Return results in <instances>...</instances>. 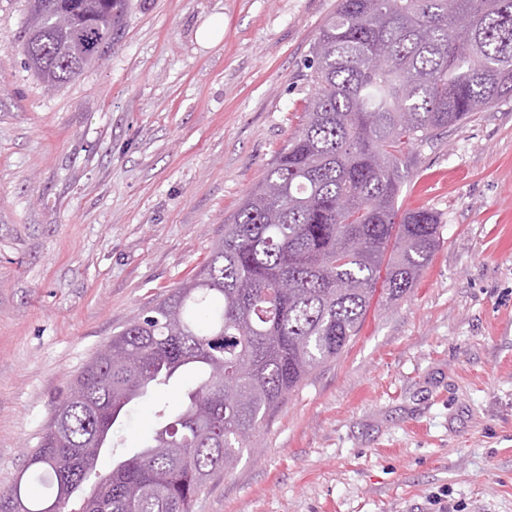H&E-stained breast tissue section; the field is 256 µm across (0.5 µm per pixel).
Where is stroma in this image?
I'll return each instance as SVG.
<instances>
[{"instance_id": "obj_1", "label": "stroma", "mask_w": 512, "mask_h": 512, "mask_svg": "<svg viewBox=\"0 0 512 512\" xmlns=\"http://www.w3.org/2000/svg\"><path fill=\"white\" fill-rule=\"evenodd\" d=\"M337 0H126L48 88L0 0V489L73 375L205 262L298 129ZM221 40L199 44L206 19ZM398 205L440 216L415 287L368 311L194 512H512V99L423 143ZM156 400L115 431L119 453Z\"/></svg>"}]
</instances>
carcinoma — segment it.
I'll return each instance as SVG.
<instances>
[{
    "label": "carcinoma",
    "instance_id": "cac0c4a2",
    "mask_svg": "<svg viewBox=\"0 0 512 512\" xmlns=\"http://www.w3.org/2000/svg\"><path fill=\"white\" fill-rule=\"evenodd\" d=\"M122 0H35L23 52L48 87L112 46ZM300 127L202 267L112 336L53 408L0 512H193L285 397L410 291L440 244L398 200L417 147L512 98V0H338ZM192 370L137 453L89 482L128 406Z\"/></svg>",
    "mask_w": 512,
    "mask_h": 512
}]
</instances>
